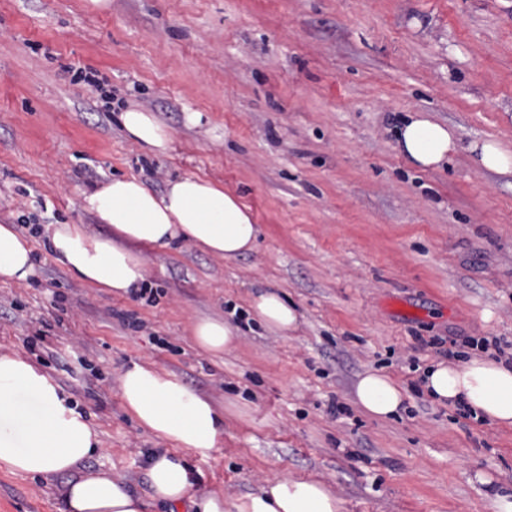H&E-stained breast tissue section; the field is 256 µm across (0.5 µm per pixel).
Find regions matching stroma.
<instances>
[{"label":"stroma","mask_w":512,"mask_h":512,"mask_svg":"<svg viewBox=\"0 0 512 512\" xmlns=\"http://www.w3.org/2000/svg\"><path fill=\"white\" fill-rule=\"evenodd\" d=\"M132 103L171 131L168 154L125 135ZM410 112L454 127L444 168L398 155ZM484 141L512 151V0H0V224L41 227L34 274L0 280V354L53 379L98 432L84 472L115 475L146 512L192 510L152 497L146 457L167 442L123 406L134 361L224 411L220 448L188 458L195 494L237 499L290 477L325 482L343 512H492L493 492L512 493V427L422 385L442 359L433 337L512 344V175L475 164L468 147ZM179 175L240 196L255 249L148 252L150 305L56 262L54 225L110 232L85 193L124 176L159 193ZM270 287L298 313L288 335L248 315ZM238 310L235 348L201 353L192 324ZM369 370L403 388L399 414L356 407ZM62 482L1 467L0 512H62Z\"/></svg>","instance_id":"1"}]
</instances>
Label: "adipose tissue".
Returning a JSON list of instances; mask_svg holds the SVG:
<instances>
[{
    "label": "adipose tissue",
    "instance_id": "adipose-tissue-1",
    "mask_svg": "<svg viewBox=\"0 0 512 512\" xmlns=\"http://www.w3.org/2000/svg\"><path fill=\"white\" fill-rule=\"evenodd\" d=\"M127 134L148 152L166 154L169 130L152 113L132 107L122 114ZM395 148L411 165L441 168L458 149L453 128L413 112L395 129ZM85 208L108 224L110 235L87 233L79 224H58L50 233L56 261L76 280L126 295L144 279L146 250H171L183 239L201 251L234 259L252 251L260 229L250 207L212 180L185 175L165 191H150L134 177L101 183L84 198ZM34 265L31 248L8 224H0V278L25 280ZM252 309L271 330L285 334L298 314L278 292L254 297ZM196 344L221 354L234 346V328L219 318L192 326ZM424 388L441 403H462L497 425H512V364L474 358L440 362L424 375ZM119 394L138 424L169 440L152 449L147 471L154 500L171 506L191 503L196 512H342V503L319 480L276 477L235 501L223 494H192L187 455H209L224 434V414L176 374L134 362L120 377ZM356 404L385 419L401 409L404 396L387 375L368 371L354 385ZM98 435L84 417L68 408L57 385L30 362L0 355V466L14 474L65 476L58 494L63 512H144L143 501L110 473H82L97 450Z\"/></svg>",
    "mask_w": 512,
    "mask_h": 512
}]
</instances>
